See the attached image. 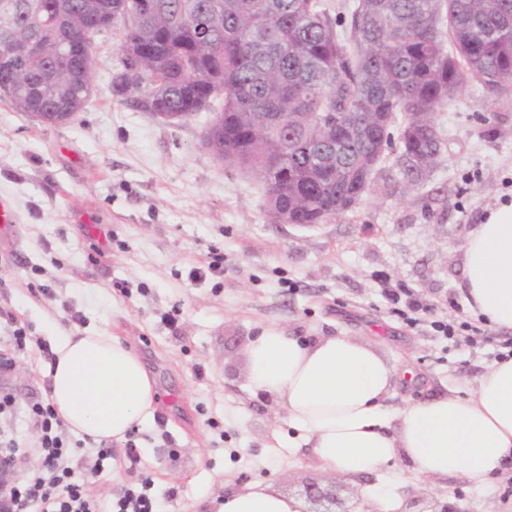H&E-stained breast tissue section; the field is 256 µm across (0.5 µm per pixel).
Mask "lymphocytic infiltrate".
<instances>
[{"mask_svg":"<svg viewBox=\"0 0 512 512\" xmlns=\"http://www.w3.org/2000/svg\"><path fill=\"white\" fill-rule=\"evenodd\" d=\"M27 417L39 432L40 465L18 478L0 481V512H159V499L147 482L102 507L91 491L92 479L112 461V447L100 446L94 464L83 477H75L74 450L53 406L35 402L28 407Z\"/></svg>","mask_w":512,"mask_h":512,"instance_id":"lymphocytic-infiltrate-1","label":"lymphocytic infiltrate"}]
</instances>
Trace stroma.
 <instances>
[{"instance_id":"obj_1","label":"stroma","mask_w":512,"mask_h":512,"mask_svg":"<svg viewBox=\"0 0 512 512\" xmlns=\"http://www.w3.org/2000/svg\"><path fill=\"white\" fill-rule=\"evenodd\" d=\"M118 38L96 40L93 94L61 124L0 100V196L17 224L0 223V311L54 346L65 332L109 328L141 355L161 392L151 421L118 445L93 490L102 504L152 480L166 512H217L225 490L263 481L294 496L306 483L336 486L349 512H382L373 483L404 512H512V471L484 487L462 476L428 479L397 461L387 479L354 480L321 468L282 420L274 396L252 392L246 349L270 327L309 341L352 336L393 366L391 404L468 396L494 362L491 346L451 340L436 321L471 322L463 246L487 212L512 197V95L468 84L435 112L441 162L408 187L400 148L386 149L358 205L324 224H274L261 184L203 143L214 115L169 124L112 93ZM224 273L190 281L209 249ZM431 307L411 324L380 296V276ZM0 377L14 400L12 434L39 466L28 405L50 397L51 362L18 355Z\"/></svg>"}]
</instances>
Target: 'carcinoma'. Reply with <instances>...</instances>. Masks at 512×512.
I'll return each instance as SVG.
<instances>
[{
    "instance_id": "1",
    "label": "carcinoma",
    "mask_w": 512,
    "mask_h": 512,
    "mask_svg": "<svg viewBox=\"0 0 512 512\" xmlns=\"http://www.w3.org/2000/svg\"><path fill=\"white\" fill-rule=\"evenodd\" d=\"M105 5L122 63L112 93L168 123L220 101L205 144L265 178L274 224H322L356 205L399 113L426 116L400 139L418 158L405 168L415 182L443 150L427 116L469 82L494 96L497 81L512 82V0H357L343 23L322 0H0L9 29L0 55L33 39L68 42L62 54L0 62V100L41 123L82 111L93 87L81 55L94 36L84 31ZM317 112L351 119L319 160Z\"/></svg>"
}]
</instances>
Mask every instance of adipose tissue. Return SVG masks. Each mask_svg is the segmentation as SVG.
Instances as JSON below:
<instances>
[{
    "instance_id": "adipose-tissue-1",
    "label": "adipose tissue",
    "mask_w": 512,
    "mask_h": 512,
    "mask_svg": "<svg viewBox=\"0 0 512 512\" xmlns=\"http://www.w3.org/2000/svg\"><path fill=\"white\" fill-rule=\"evenodd\" d=\"M467 302L512 330V202L489 210L463 251ZM50 400L76 434L121 443L152 419L154 378L120 337L103 329L66 334L54 348ZM247 382L274 394L288 425L324 469L357 478L397 459L421 476L465 474L485 485L512 466V358L493 365L466 397L441 396L389 409L394 370L372 345L349 336L300 341L271 328L246 350ZM301 498L269 484L226 491L218 512H303Z\"/></svg>"
}]
</instances>
